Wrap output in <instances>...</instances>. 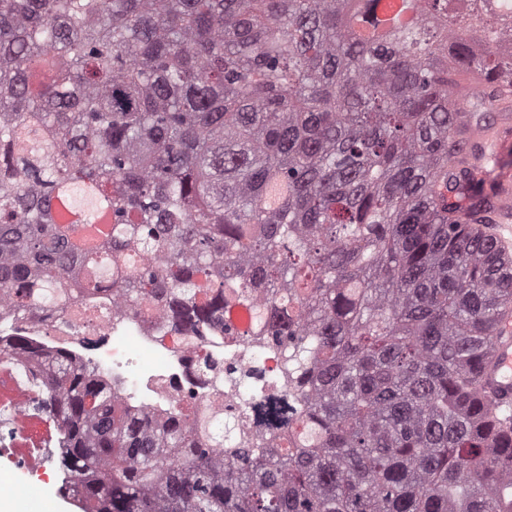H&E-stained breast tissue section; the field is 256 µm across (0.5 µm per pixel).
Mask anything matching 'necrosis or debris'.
Here are the masks:
<instances>
[{
  "label": "necrosis or debris",
  "instance_id": "necrosis-or-debris-1",
  "mask_svg": "<svg viewBox=\"0 0 512 512\" xmlns=\"http://www.w3.org/2000/svg\"><path fill=\"white\" fill-rule=\"evenodd\" d=\"M29 336L43 349L66 350L78 363L97 367L110 378L117 395L137 409L166 415L174 400L194 390L195 405L203 409L216 397L214 382L200 373V347L170 331L162 320L130 314L117 315L105 308L73 304L64 317H31L0 308V336ZM156 357V364L144 366L125 346V339ZM224 409L243 414L248 405L260 400L268 380L277 373L268 350L259 343L247 348H224ZM38 397L35 385L21 381L11 372L8 382L0 381V445L10 448L29 472H43L41 453L62 447L57 424L34 411Z\"/></svg>",
  "mask_w": 512,
  "mask_h": 512
}]
</instances>
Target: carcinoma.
Segmentation results:
<instances>
[{"mask_svg": "<svg viewBox=\"0 0 512 512\" xmlns=\"http://www.w3.org/2000/svg\"><path fill=\"white\" fill-rule=\"evenodd\" d=\"M380 5L0 0V305L262 336L289 378L235 425L190 394L157 417L0 339L83 512H512L472 377L512 254L462 133L512 88V24L408 0L384 28Z\"/></svg>", "mask_w": 512, "mask_h": 512, "instance_id": "obj_1", "label": "carcinoma"}]
</instances>
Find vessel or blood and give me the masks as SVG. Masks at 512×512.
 Here are the masks:
<instances>
[{"mask_svg": "<svg viewBox=\"0 0 512 512\" xmlns=\"http://www.w3.org/2000/svg\"><path fill=\"white\" fill-rule=\"evenodd\" d=\"M512 140V125L493 122L483 125L474 137L469 166L474 177L484 178L497 167L501 144ZM493 225L490 227L498 244L512 248V179L500 178L495 190ZM479 394L495 406L500 422L512 417V306L499 316L491 338V353L478 371Z\"/></svg>", "mask_w": 512, "mask_h": 512, "instance_id": "1", "label": "vessel or blood"}]
</instances>
